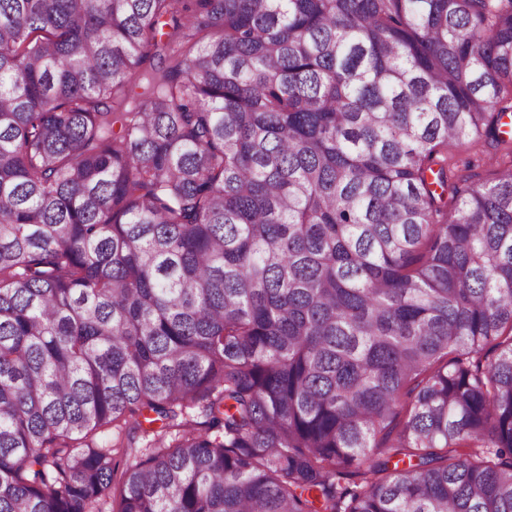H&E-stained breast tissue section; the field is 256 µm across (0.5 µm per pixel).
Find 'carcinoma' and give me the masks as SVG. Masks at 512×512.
Segmentation results:
<instances>
[{
	"instance_id": "1",
	"label": "carcinoma",
	"mask_w": 512,
	"mask_h": 512,
	"mask_svg": "<svg viewBox=\"0 0 512 512\" xmlns=\"http://www.w3.org/2000/svg\"><path fill=\"white\" fill-rule=\"evenodd\" d=\"M463 140L512 0H0V512H512Z\"/></svg>"
}]
</instances>
